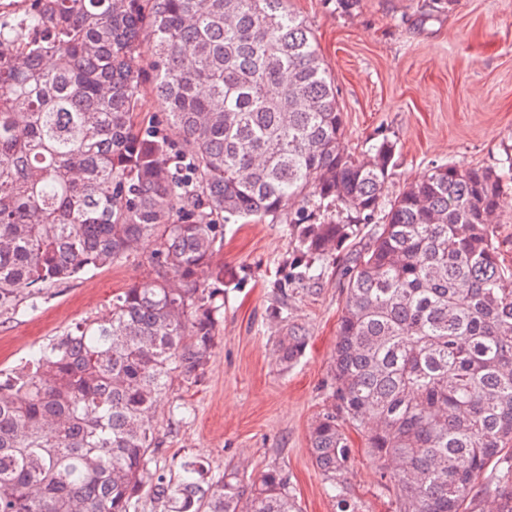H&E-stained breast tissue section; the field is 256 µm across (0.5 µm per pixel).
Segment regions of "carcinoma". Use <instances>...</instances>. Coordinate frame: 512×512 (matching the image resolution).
<instances>
[{
  "label": "carcinoma",
  "mask_w": 512,
  "mask_h": 512,
  "mask_svg": "<svg viewBox=\"0 0 512 512\" xmlns=\"http://www.w3.org/2000/svg\"><path fill=\"white\" fill-rule=\"evenodd\" d=\"M0 21V314L155 241L154 276L0 372V512H301L288 472L157 465L159 397L193 386L240 271L213 262L224 215L288 214L268 322L280 368L304 356L288 318L329 264L344 299L314 465L338 512L351 446L390 478L394 512H512V269L499 168H428L398 195L396 145L345 141L334 78L288 0H24ZM178 146L135 122L142 38ZM31 287L27 297L17 286ZM497 241L507 260L512 263V189L503 197L498 217Z\"/></svg>",
  "instance_id": "carcinoma-1"
}]
</instances>
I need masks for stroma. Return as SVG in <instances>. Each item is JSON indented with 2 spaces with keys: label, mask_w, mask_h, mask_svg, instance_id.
I'll return each mask as SVG.
<instances>
[{
  "label": "stroma",
  "mask_w": 512,
  "mask_h": 512,
  "mask_svg": "<svg viewBox=\"0 0 512 512\" xmlns=\"http://www.w3.org/2000/svg\"><path fill=\"white\" fill-rule=\"evenodd\" d=\"M319 47L345 114L350 148L362 154L382 140L396 144L389 195L433 164L498 166L512 153V0H290ZM143 254L63 283L36 310L0 316V370L29 351L100 315L113 296L145 278ZM290 249L282 223L234 218L224 225L218 263L246 277L224 302V325L196 385L174 387L158 406L159 463L206 458L216 469L246 465L258 475L286 468L302 512H337L324 491L309 431L323 407L336 347L343 284L328 267L319 289L296 297L293 319L308 332L306 353L281 370L269 339V282ZM186 422L171 421L176 406ZM346 493L358 512H392V498L353 436Z\"/></svg>",
  "instance_id": "1"
}]
</instances>
